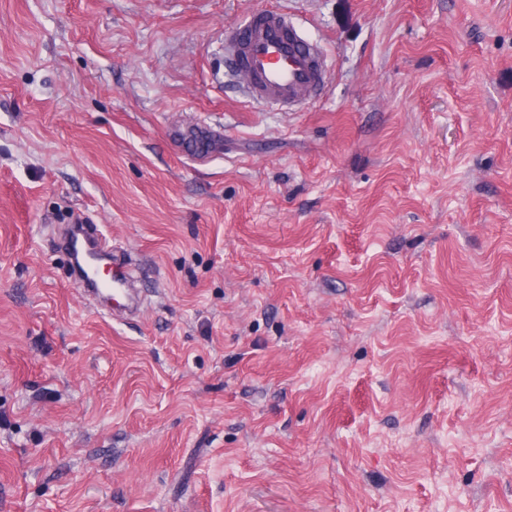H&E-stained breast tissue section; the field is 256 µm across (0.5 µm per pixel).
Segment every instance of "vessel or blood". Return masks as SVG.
<instances>
[{"instance_id":"obj_1","label":"vessel or blood","mask_w":512,"mask_h":512,"mask_svg":"<svg viewBox=\"0 0 512 512\" xmlns=\"http://www.w3.org/2000/svg\"><path fill=\"white\" fill-rule=\"evenodd\" d=\"M224 58L250 99L280 110L303 106L321 94L328 70L322 49L307 41L287 12L261 9L233 28L224 39ZM68 251L83 249L103 256L105 241L89 240L77 231L65 242ZM86 278L79 286L85 292L125 299L141 307L143 298L132 288L136 275L131 260L112 258V280H99L95 263H87Z\"/></svg>"}]
</instances>
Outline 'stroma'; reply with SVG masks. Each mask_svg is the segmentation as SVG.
Masks as SVG:
<instances>
[{"label": "stroma", "mask_w": 512, "mask_h": 512, "mask_svg": "<svg viewBox=\"0 0 512 512\" xmlns=\"http://www.w3.org/2000/svg\"><path fill=\"white\" fill-rule=\"evenodd\" d=\"M262 7L301 109L223 79ZM0 512H512V0H0ZM224 60L250 99L292 110L321 94L328 70L322 49L278 9H261L224 39ZM63 247L68 252L71 251L73 256L76 248L86 250L96 255L98 258L101 259V261L105 257L104 253L110 251L106 246L105 241H103V239H94L93 241H91L84 236L82 230L80 229H78L76 232L72 234L70 239L63 244ZM131 260L112 254V297L110 299L123 298L128 304L138 309L143 304V298L139 290L130 288L129 281L135 284V269L131 268Z\"/></svg>", "instance_id": "stroma-1"}]
</instances>
